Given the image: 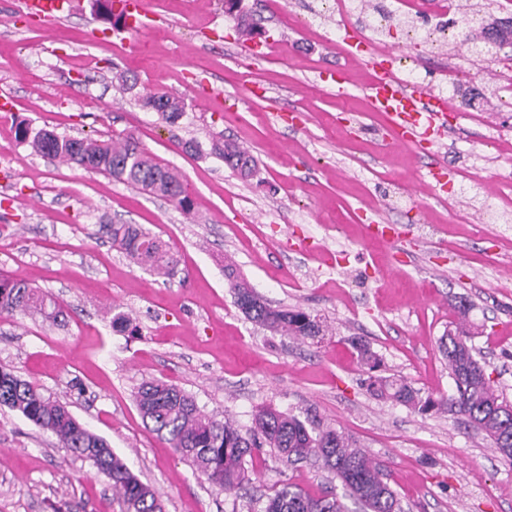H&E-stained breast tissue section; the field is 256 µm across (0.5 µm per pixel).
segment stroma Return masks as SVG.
<instances>
[{
    "label": "stroma",
    "mask_w": 512,
    "mask_h": 512,
    "mask_svg": "<svg viewBox=\"0 0 512 512\" xmlns=\"http://www.w3.org/2000/svg\"><path fill=\"white\" fill-rule=\"evenodd\" d=\"M344 16L323 0H284L288 26L264 4L243 0L264 29L244 46L224 0H148L139 32L115 29L94 0H79L50 27L0 0V274L39 287L64 318L0 319V363L66 403L105 438L167 512H259L279 484L320 496L342 486L310 464L273 455L251 484L225 493L144 424L134 400L157 379L192 395L216 418L250 425L257 408L312 415L342 429L385 467L405 512H512V465L484 434L452 412L421 414L371 396L351 338L367 342L383 373L421 396L451 394L439 340L460 309L473 323L477 357L512 400V228L491 219L512 153V103L495 77L462 74L449 93L458 113L441 144L422 153L384 150L391 131L369 108L366 73L347 69V93L330 79L340 32L411 55L417 80L443 92L440 68L457 31L409 47L405 17L376 33L349 0ZM184 100L175 124L145 108L146 91ZM83 138L131 133L158 162L177 168L191 212L104 175L57 164L16 139L15 126ZM229 137L254 156L241 179L182 142ZM446 184L411 190L434 162ZM156 235L179 261L164 279L113 248L106 222ZM394 225L392 242L367 236ZM267 302L321 318L326 335L274 336L241 312L224 259ZM137 335L113 329L110 309ZM0 512H121L108 478L70 455L20 413L0 408Z\"/></svg>",
    "instance_id": "stroma-1"
}]
</instances>
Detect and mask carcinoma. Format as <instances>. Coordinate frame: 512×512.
Wrapping results in <instances>:
<instances>
[{
	"label": "carcinoma",
	"instance_id": "cac0c4a2",
	"mask_svg": "<svg viewBox=\"0 0 512 512\" xmlns=\"http://www.w3.org/2000/svg\"><path fill=\"white\" fill-rule=\"evenodd\" d=\"M465 41L477 47L481 55L504 45L511 46L512 18L495 17L476 32L465 34ZM142 101L147 108H158L170 124L176 123L184 113L183 102L166 92L149 93ZM17 134L18 139L43 157L87 172L101 173L113 181L172 202L185 212L192 210L193 200L180 175L156 162L132 134L118 140L78 139L44 128L36 130L25 122L18 125ZM210 153L244 179L255 172L249 151L229 138L212 140ZM104 228L112 245L134 263L158 275H173L178 261L158 237L134 224L110 221ZM224 276L239 309L269 333L301 339L325 335L326 327L319 318L301 309L274 307L259 301L236 264L227 257L224 258ZM32 311L54 321L63 316V309L48 295L24 282L0 275V318ZM467 314L465 307L455 329L441 338L440 349L454 381L452 395L424 400L405 380L378 374L381 359L360 339L352 344L367 368L364 385L372 396L414 410L456 409L468 426L493 441L503 460L512 463V403L499 393L476 359ZM135 403L155 434L188 462L199 477L227 493L236 492L249 483L250 463L268 448L281 460L311 461L334 475L345 495L360 505L361 512H405L382 466L342 430L324 426L313 417L303 421L288 412L263 406L255 412L252 425L244 428L228 417L218 420L206 414L190 394L159 380L142 382L135 392ZM2 406L51 432L61 447L102 471L122 502L124 512H164L157 492L140 481L105 439L86 428L64 403L44 396L37 386L0 365ZM260 512H347V509L333 492L313 497L284 483L267 497Z\"/></svg>",
	"mask_w": 512,
	"mask_h": 512
}]
</instances>
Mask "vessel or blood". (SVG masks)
<instances>
[{
  "label": "vessel or blood",
  "mask_w": 512,
  "mask_h": 512,
  "mask_svg": "<svg viewBox=\"0 0 512 512\" xmlns=\"http://www.w3.org/2000/svg\"><path fill=\"white\" fill-rule=\"evenodd\" d=\"M23 4L27 16L47 26L66 10L69 0H23ZM110 6L115 15L122 17L127 30L144 28L146 0H111ZM371 66L374 74L367 85L371 108L388 117L393 144L417 146L428 136L445 135L453 110L448 97L416 83H402L381 60H373Z\"/></svg>",
  "instance_id": "vessel-or-blood-1"
}]
</instances>
